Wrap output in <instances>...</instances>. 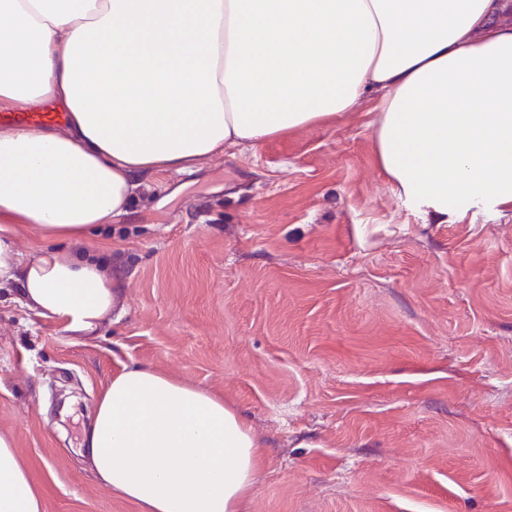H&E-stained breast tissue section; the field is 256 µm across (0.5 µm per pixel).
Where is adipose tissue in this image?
<instances>
[{
    "mask_svg": "<svg viewBox=\"0 0 512 512\" xmlns=\"http://www.w3.org/2000/svg\"><path fill=\"white\" fill-rule=\"evenodd\" d=\"M368 99L380 171L434 223L512 211V0H0V112L68 115L0 132V284L93 329L115 300L103 264L23 259L13 228L80 237L127 214L140 175ZM83 445L141 512H246L262 460L223 397L140 364L113 375ZM0 512H42L4 434Z\"/></svg>",
    "mask_w": 512,
    "mask_h": 512,
    "instance_id": "obj_1",
    "label": "adipose tissue"
}]
</instances>
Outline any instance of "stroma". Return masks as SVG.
Returning <instances> with one entry per match:
<instances>
[{
    "mask_svg": "<svg viewBox=\"0 0 512 512\" xmlns=\"http://www.w3.org/2000/svg\"><path fill=\"white\" fill-rule=\"evenodd\" d=\"M374 118L141 177L126 215L60 243L118 290L92 332L0 285V433L43 512H140L81 453L131 364L245 416L247 512H512V213L430 223L379 172Z\"/></svg>",
    "mask_w": 512,
    "mask_h": 512,
    "instance_id": "obj_1",
    "label": "stroma"
}]
</instances>
